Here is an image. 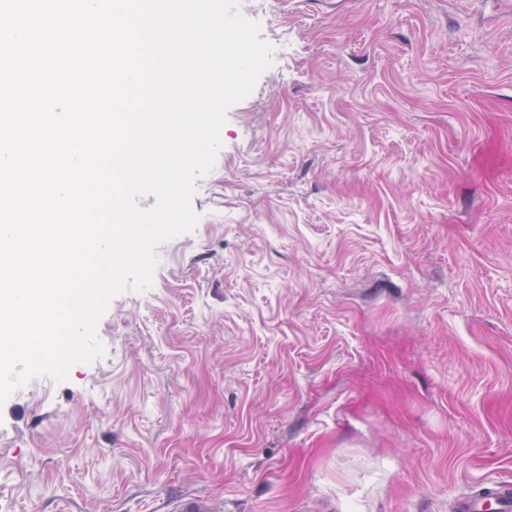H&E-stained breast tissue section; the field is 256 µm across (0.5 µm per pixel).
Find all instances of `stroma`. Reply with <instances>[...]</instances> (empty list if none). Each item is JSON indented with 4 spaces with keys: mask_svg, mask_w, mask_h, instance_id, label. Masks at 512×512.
Listing matches in <instances>:
<instances>
[{
    "mask_svg": "<svg viewBox=\"0 0 512 512\" xmlns=\"http://www.w3.org/2000/svg\"><path fill=\"white\" fill-rule=\"evenodd\" d=\"M239 0L272 64L102 357L0 405V512H448L512 484V0Z\"/></svg>",
    "mask_w": 512,
    "mask_h": 512,
    "instance_id": "35a3bbf8",
    "label": "stroma"
}]
</instances>
